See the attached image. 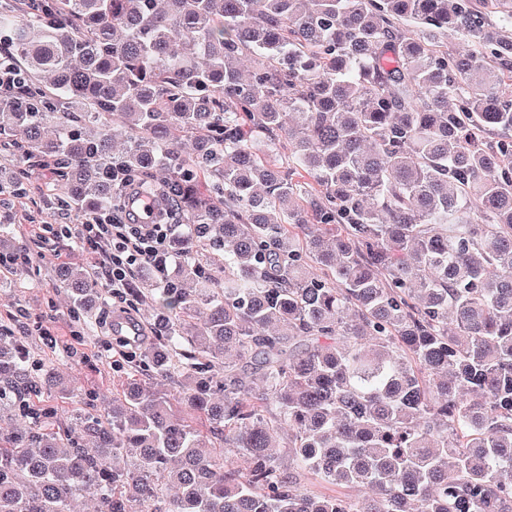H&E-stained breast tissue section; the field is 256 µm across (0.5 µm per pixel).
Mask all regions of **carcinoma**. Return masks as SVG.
<instances>
[{"mask_svg":"<svg viewBox=\"0 0 512 512\" xmlns=\"http://www.w3.org/2000/svg\"><path fill=\"white\" fill-rule=\"evenodd\" d=\"M0 33V207L31 163L61 210L133 179L186 226L169 287L125 290L152 342L66 429L27 400L66 394L55 361L0 327V512H512V0H22Z\"/></svg>","mask_w":512,"mask_h":512,"instance_id":"obj_1","label":"carcinoma"}]
</instances>
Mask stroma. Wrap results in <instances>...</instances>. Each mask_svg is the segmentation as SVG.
<instances>
[{
  "label": "stroma",
  "instance_id": "1",
  "mask_svg": "<svg viewBox=\"0 0 512 512\" xmlns=\"http://www.w3.org/2000/svg\"><path fill=\"white\" fill-rule=\"evenodd\" d=\"M52 184L53 179L45 170L33 169L27 197L15 200L0 212V221L10 224L16 238L27 243L29 254L28 266L0 275V322L26 332L35 356L58 363L62 387L94 391L108 399L121 389L120 381L112 375L109 355L116 352L117 346L108 324L109 318L119 314L121 305L108 296L98 300L83 317V339L70 340L72 304L66 292L56 285V270L62 263L88 268L94 266L95 258L72 241L63 240L56 244L61 252L59 260L43 259L45 243L39 236L40 224L75 219L74 213L47 203L45 194ZM45 323L53 324L60 332L56 348H48L37 333Z\"/></svg>",
  "mask_w": 512,
  "mask_h": 512
}]
</instances>
